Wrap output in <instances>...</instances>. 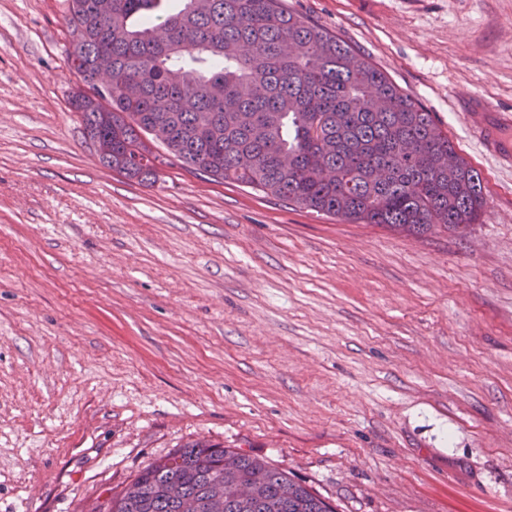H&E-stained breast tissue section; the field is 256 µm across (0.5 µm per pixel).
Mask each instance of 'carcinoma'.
<instances>
[{
    "mask_svg": "<svg viewBox=\"0 0 512 512\" xmlns=\"http://www.w3.org/2000/svg\"><path fill=\"white\" fill-rule=\"evenodd\" d=\"M68 0L79 84L70 99L99 162L153 185L160 168L224 180L337 217L410 235L458 230L485 206L480 173L409 95L343 40L279 0H113L97 17ZM112 32V82H89ZM174 117L178 139L159 152L149 127ZM202 124L205 138L194 136ZM266 474L261 495L237 489ZM91 512H334L288 472L237 448L195 442L144 466Z\"/></svg>",
    "mask_w": 512,
    "mask_h": 512,
    "instance_id": "carcinoma-1",
    "label": "carcinoma"
}]
</instances>
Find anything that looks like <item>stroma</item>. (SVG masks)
Returning <instances> with one entry per match:
<instances>
[{
	"label": "stroma",
	"instance_id": "35a3bbf8",
	"mask_svg": "<svg viewBox=\"0 0 512 512\" xmlns=\"http://www.w3.org/2000/svg\"><path fill=\"white\" fill-rule=\"evenodd\" d=\"M414 99L483 178L462 232L348 224L174 165L104 168L66 0H0V512H90L209 441L335 512H512V0H281ZM461 108L467 113L472 133L486 158L503 169L512 167V115L490 109L475 95L462 98Z\"/></svg>",
	"mask_w": 512,
	"mask_h": 512
}]
</instances>
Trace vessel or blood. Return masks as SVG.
Here are the masks:
<instances>
[{
  "mask_svg": "<svg viewBox=\"0 0 512 512\" xmlns=\"http://www.w3.org/2000/svg\"><path fill=\"white\" fill-rule=\"evenodd\" d=\"M461 107L466 112L472 133L486 158L499 167H512V114L490 109L481 98L464 96Z\"/></svg>",
  "mask_w": 512,
  "mask_h": 512,
  "instance_id": "vessel-or-blood-1",
  "label": "vessel or blood"
}]
</instances>
